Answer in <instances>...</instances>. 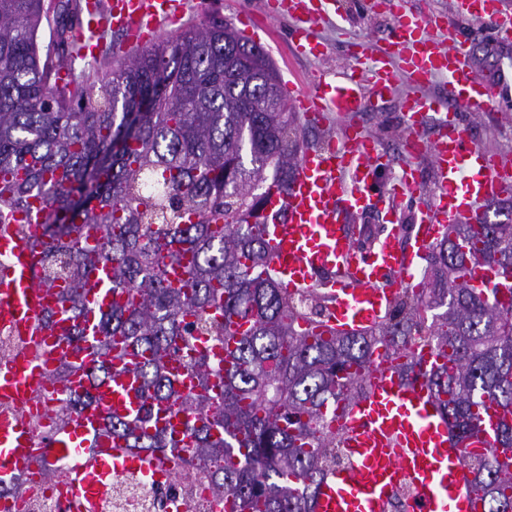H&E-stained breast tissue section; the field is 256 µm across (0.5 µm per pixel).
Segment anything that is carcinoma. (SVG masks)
Listing matches in <instances>:
<instances>
[{"instance_id":"cac0c4a2","label":"carcinoma","mask_w":512,"mask_h":512,"mask_svg":"<svg viewBox=\"0 0 512 512\" xmlns=\"http://www.w3.org/2000/svg\"><path fill=\"white\" fill-rule=\"evenodd\" d=\"M81 10L77 0H0V232L24 237L17 215L42 197L49 217L44 239L32 242L37 283L66 285L78 354L93 271L111 264L112 291L128 295L99 314L89 386L53 408L56 433L93 405L96 387L132 370L146 413L171 403L190 444L175 456L166 429L109 416L113 441L172 463L174 477L199 457L214 460L212 493L232 498L231 512H313L321 485L348 459L328 430L329 410L367 395L366 369L380 350L404 379L426 380L455 443L479 435L484 400L500 410L494 446L466 465L483 512H512V287L470 281L476 263L512 278V223L448 225L424 257L419 291L403 292L371 327L313 336L328 298L279 287L261 231L270 186L286 189L298 159L297 116L272 60L255 61L231 23L204 19L130 59H109L102 76L96 59L77 71L80 47L65 33ZM52 14L44 49L39 32ZM270 80L273 110L249 111ZM85 226L99 235L93 247ZM188 253L194 262L175 288L168 270ZM234 317L250 325L217 360L211 350ZM415 347L448 362L425 372ZM178 355L196 378L187 393L168 371Z\"/></svg>"}]
</instances>
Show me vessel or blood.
<instances>
[{"label":"vessel or blood","instance_id":"obj_1","mask_svg":"<svg viewBox=\"0 0 512 512\" xmlns=\"http://www.w3.org/2000/svg\"><path fill=\"white\" fill-rule=\"evenodd\" d=\"M334 8L335 0H265L267 23L261 32L271 36L274 23L290 17L294 54L317 59L327 47L315 31ZM87 9L79 27L95 33L122 30L128 48L139 49L162 30L175 28L184 0H89ZM457 17L488 25L496 41H512V12L500 0H453L445 14H399L386 46L352 44L353 65L344 77L318 74L311 88L297 89L292 97L305 119L326 136L321 145L302 149L286 190H269L264 237L281 287L297 294L317 286L330 297V313L316 326L318 334L380 321L394 299L413 287L419 259L448 225L472 221L480 205L512 191V159L472 143L461 120L471 109L511 110L512 100L475 70L468 43L457 36ZM440 77L446 80L445 92L437 95L431 87ZM402 83L407 86L402 147L392 155L356 117L367 105L385 102ZM429 112L437 116V131L426 138L421 123ZM415 160L430 162L433 192L418 181L411 166ZM393 167L402 169V178L378 185L379 170ZM403 196L419 203L415 233L408 239L394 207ZM378 210L390 229L376 246L361 250L351 226L360 215ZM47 214L40 201H33L25 217L26 239L0 235V255L9 260L0 273V322L30 340L33 348L19 358L12 373L0 377V395L32 408L61 386L77 393L86 386L83 377H71L63 385L54 375L59 359L73 356L74 348L67 339L70 322L56 293L35 280L40 255L30 243L41 239ZM92 282L86 301L96 313L116 298L109 267H100ZM47 311L55 312L56 325L44 334L39 319ZM367 376V397L329 420L330 430L342 434L354 462L327 478L314 512H385L404 479L417 489L412 512H482L470 492L464 460L490 448L493 403H486L479 416L480 437L456 444L425 380L403 382L392 365L379 360L369 366ZM94 394V405L83 411L65 439L54 436L40 443L23 423L1 424L0 479L28 469L37 454L52 458L94 448L93 459L77 466L64 495L69 512H91L101 479L113 470L151 469L145 457L115 448L102 432L108 414H142L144 399L134 373L112 377Z\"/></svg>","mask_w":512,"mask_h":512}]
</instances>
